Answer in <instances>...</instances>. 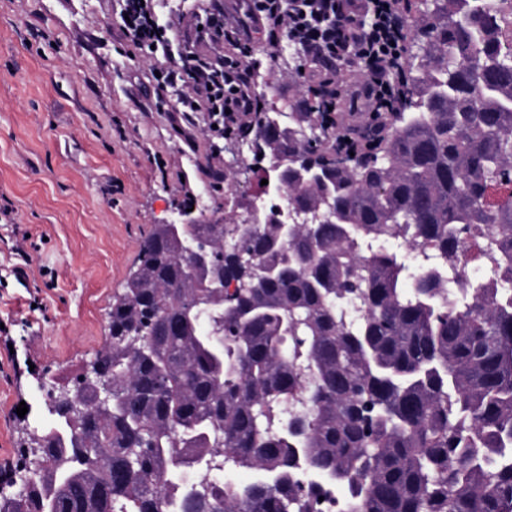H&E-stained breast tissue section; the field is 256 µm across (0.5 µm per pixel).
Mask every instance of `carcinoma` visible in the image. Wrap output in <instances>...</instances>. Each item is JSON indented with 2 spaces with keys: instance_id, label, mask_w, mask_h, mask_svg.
Returning <instances> with one entry per match:
<instances>
[{
  "instance_id": "cac0c4a2",
  "label": "carcinoma",
  "mask_w": 512,
  "mask_h": 512,
  "mask_svg": "<svg viewBox=\"0 0 512 512\" xmlns=\"http://www.w3.org/2000/svg\"><path fill=\"white\" fill-rule=\"evenodd\" d=\"M423 2L370 153L329 150L318 112L254 118L258 179L321 221L154 225L96 358L111 410L91 387L53 404L40 478L0 512H512V59L477 0ZM472 232L489 279L460 270ZM393 241L440 262L414 273ZM226 461L253 479L214 485Z\"/></svg>"
}]
</instances>
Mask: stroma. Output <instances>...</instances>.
I'll list each match as a JSON object with an SVG mask.
<instances>
[{"mask_svg":"<svg viewBox=\"0 0 512 512\" xmlns=\"http://www.w3.org/2000/svg\"><path fill=\"white\" fill-rule=\"evenodd\" d=\"M120 0H0V207L41 241L27 284L0 285V463L21 466L50 424L47 392L82 373L107 342L108 314L154 225L191 211L222 224L250 178L225 139L213 156L202 128H177L175 92L122 40ZM266 106L303 111L306 87L287 42L254 39ZM56 272L46 287L42 267ZM39 297L42 310L29 309ZM25 416H18L19 404Z\"/></svg>","mask_w":512,"mask_h":512,"instance_id":"stroma-1","label":"stroma"}]
</instances>
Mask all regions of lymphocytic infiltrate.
<instances>
[{
	"instance_id": "f902f5d3",
	"label": "lymphocytic infiltrate",
	"mask_w": 512,
	"mask_h": 512,
	"mask_svg": "<svg viewBox=\"0 0 512 512\" xmlns=\"http://www.w3.org/2000/svg\"><path fill=\"white\" fill-rule=\"evenodd\" d=\"M234 19H226L224 0H207L193 40L178 39L161 24L155 0H124L121 36L142 53L159 58V89H176L173 118L210 128L214 154L221 140L240 134L263 108L253 78L260 63L252 56L256 34L270 46L281 37L301 50L302 80L323 91L325 126L335 130L333 148L361 155L370 148L367 127L381 133L403 107L407 81L403 64L410 33L403 23L408 0H239ZM208 44L213 56L190 49V42ZM356 68L360 80L344 84L340 67Z\"/></svg>"
}]
</instances>
